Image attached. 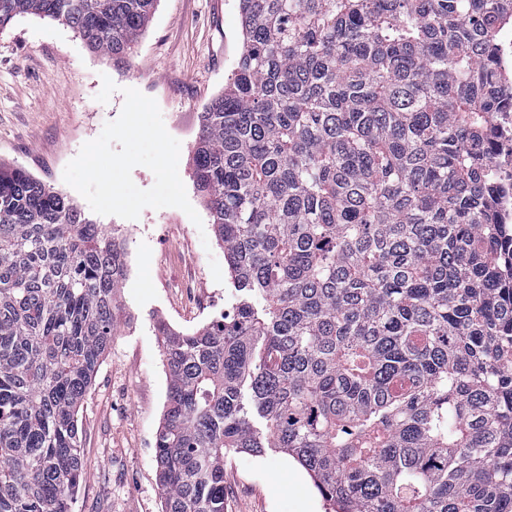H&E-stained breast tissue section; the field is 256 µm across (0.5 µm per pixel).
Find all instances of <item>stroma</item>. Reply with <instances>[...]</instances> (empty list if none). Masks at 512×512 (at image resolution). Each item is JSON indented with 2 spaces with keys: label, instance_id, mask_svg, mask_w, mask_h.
I'll return each instance as SVG.
<instances>
[{
  "label": "stroma",
  "instance_id": "stroma-1",
  "mask_svg": "<svg viewBox=\"0 0 512 512\" xmlns=\"http://www.w3.org/2000/svg\"><path fill=\"white\" fill-rule=\"evenodd\" d=\"M242 50L239 0H159L130 57L121 63L91 52L70 27L22 15L0 31V162L74 199L63 179L82 145L98 137L123 107L122 88L156 100L179 140V175L202 219L180 209H143L134 220L92 214L118 227L127 274L118 294L121 323L78 413L85 466L73 512H163L155 440L168 392L154 325L191 333L235 304L230 280L215 281L223 261L211 218L192 181L199 116L224 89ZM118 87L107 103L103 78ZM225 512H327L296 461L280 451L239 453L224 461Z\"/></svg>",
  "mask_w": 512,
  "mask_h": 512
}]
</instances>
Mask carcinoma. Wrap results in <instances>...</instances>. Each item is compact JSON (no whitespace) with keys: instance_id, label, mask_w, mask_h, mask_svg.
Listing matches in <instances>:
<instances>
[{"instance_id":"carcinoma-1","label":"carcinoma","mask_w":512,"mask_h":512,"mask_svg":"<svg viewBox=\"0 0 512 512\" xmlns=\"http://www.w3.org/2000/svg\"><path fill=\"white\" fill-rule=\"evenodd\" d=\"M158 0H0L119 63ZM192 179L233 312L158 321L163 512L279 449L332 512H512V247L491 207L512 0H240ZM125 240L0 164V512H72ZM496 63L505 88L512 86V28L504 29L496 49Z\"/></svg>"}]
</instances>
